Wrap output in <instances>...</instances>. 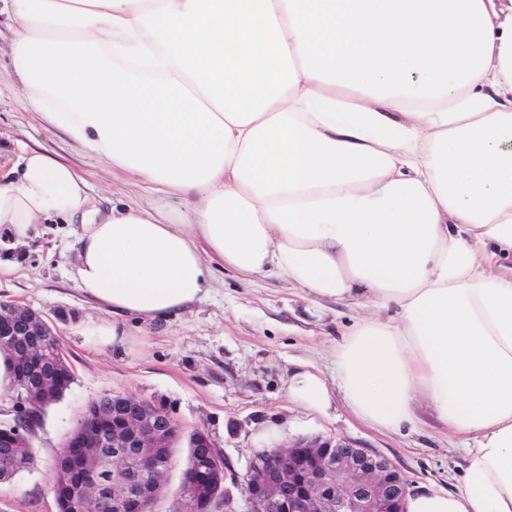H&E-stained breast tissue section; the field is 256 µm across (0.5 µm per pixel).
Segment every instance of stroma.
Wrapping results in <instances>:
<instances>
[{
  "mask_svg": "<svg viewBox=\"0 0 512 512\" xmlns=\"http://www.w3.org/2000/svg\"><path fill=\"white\" fill-rule=\"evenodd\" d=\"M12 39L9 26L1 25L0 162L13 163L21 142L44 148L72 165L86 179L92 203L109 211L114 200L133 194V187L65 134L45 129L30 111L5 70ZM74 230L53 219L36 225L20 242L0 226V301L45 314L73 373L69 390L46 409L35 429L36 469L0 482V512H57L55 453L85 405L112 392L164 405L184 431L207 430L240 474L258 449L257 424L276 415L291 422L289 440L346 439L388 457L408 484L454 488L462 454L433 421L424 420L414 431H380L341 404L321 417L288 401L295 361L311 363L337 384L333 341L337 328L350 322L347 308L313 309L285 281L245 284L217 269L207 297L176 317L153 323L133 316L115 319L75 285ZM114 321L128 337L125 347H113L99 334Z\"/></svg>",
  "mask_w": 512,
  "mask_h": 512,
  "instance_id": "35a3bbf8",
  "label": "stroma"
}]
</instances>
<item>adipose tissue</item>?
I'll return each mask as SVG.
<instances>
[{"mask_svg": "<svg viewBox=\"0 0 512 512\" xmlns=\"http://www.w3.org/2000/svg\"><path fill=\"white\" fill-rule=\"evenodd\" d=\"M30 110L184 207L100 214L40 148L0 181V226L76 224L78 289L166 320L211 262L355 311L338 386L303 363L294 404L337 401L460 438L451 490L406 512H512V0H0Z\"/></svg>", "mask_w": 512, "mask_h": 512, "instance_id": "ef3b65f1", "label": "adipose tissue"}]
</instances>
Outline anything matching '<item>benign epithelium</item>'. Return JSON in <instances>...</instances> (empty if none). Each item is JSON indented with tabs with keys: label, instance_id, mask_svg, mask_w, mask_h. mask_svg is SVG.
<instances>
[{
	"label": "benign epithelium",
	"instance_id": "1",
	"mask_svg": "<svg viewBox=\"0 0 512 512\" xmlns=\"http://www.w3.org/2000/svg\"><path fill=\"white\" fill-rule=\"evenodd\" d=\"M54 329L46 316L28 307L3 304L0 350L20 362L49 358L45 369L15 390V412L28 416L62 377L72 376L63 351L50 348ZM112 420L89 402L54 461L57 486L77 488L80 512H123L145 506L155 512L166 494L175 448L181 441L196 449L203 468L213 471L204 486L179 488L172 512H232L225 481L228 461L212 459L219 444L196 429L184 434L164 406L113 393ZM241 485L247 512H404L406 480L384 455L351 441L297 440L253 453Z\"/></svg>",
	"mask_w": 512,
	"mask_h": 512
}]
</instances>
